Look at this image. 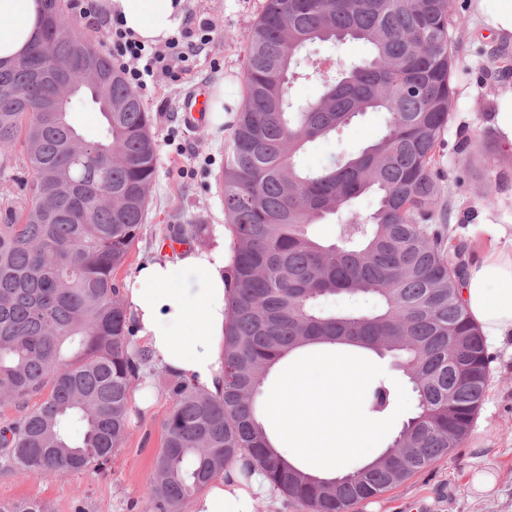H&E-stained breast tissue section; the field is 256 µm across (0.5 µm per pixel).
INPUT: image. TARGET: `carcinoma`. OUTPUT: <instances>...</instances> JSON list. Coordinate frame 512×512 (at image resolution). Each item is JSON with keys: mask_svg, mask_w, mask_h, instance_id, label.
Returning a JSON list of instances; mask_svg holds the SVG:
<instances>
[{"mask_svg": "<svg viewBox=\"0 0 512 512\" xmlns=\"http://www.w3.org/2000/svg\"><path fill=\"white\" fill-rule=\"evenodd\" d=\"M51 23L23 61L0 67V176L18 177L20 200L0 224V426L5 462L35 476L99 471L121 443L129 401L148 361L132 349V321L114 284L138 238L142 201L156 171L152 117L123 70L74 25L62 0H45ZM451 0H265L247 36L243 102L224 157V216L233 233L224 393L168 380L173 404L149 488L150 512H181L231 460L262 469L306 512H353L447 457L467 435L488 386L490 357L461 299L445 225L433 223L437 149L453 110L456 55ZM357 40L369 59L344 73L297 71L319 41ZM85 48L112 72L84 83ZM68 65L77 94L104 118L79 132L31 110L43 87L35 66ZM314 78L321 97L293 107L289 84ZM112 103L106 112L103 103ZM386 112L383 134L358 154L304 170L306 146L365 112ZM374 192L378 206L339 225L324 244L312 225ZM378 298L371 312L324 313L327 295ZM314 344L383 349L398 359L417 411L378 458L339 479L311 476L275 452L257 421L270 369ZM395 394L383 381L369 411ZM0 512H52L36 500L0 501Z\"/></svg>", "mask_w": 512, "mask_h": 512, "instance_id": "obj_1", "label": "carcinoma"}]
</instances>
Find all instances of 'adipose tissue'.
<instances>
[{"label": "adipose tissue", "instance_id": "1", "mask_svg": "<svg viewBox=\"0 0 512 512\" xmlns=\"http://www.w3.org/2000/svg\"><path fill=\"white\" fill-rule=\"evenodd\" d=\"M125 30L158 46L182 28L185 0H94ZM41 0H0V62L25 54L42 24ZM233 254L223 225L214 244L158 257L140 266L125 288L139 338L153 365L191 386L219 394L224 386V328ZM462 302L489 340L512 335V252L486 250L467 270ZM275 490L260 469L244 473L242 461L229 464L189 512H255L259 499Z\"/></svg>", "mask_w": 512, "mask_h": 512}]
</instances>
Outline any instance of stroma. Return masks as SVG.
Instances as JSON below:
<instances>
[{"label":"stroma","instance_id":"obj_1","mask_svg":"<svg viewBox=\"0 0 512 512\" xmlns=\"http://www.w3.org/2000/svg\"><path fill=\"white\" fill-rule=\"evenodd\" d=\"M265 0H185L186 22L207 24L211 40L179 80L159 77L142 92L153 118L157 172L147 216L123 266L113 279L125 286L139 266L163 255L173 229L224 223L219 187L228 135L210 121L186 127L180 105L187 92L203 86L215 95L219 82L243 91L246 36ZM463 26L451 27L457 46L452 77L454 103L439 149V195L435 213H446L448 235L463 245L460 264L470 266L487 245L512 250V153L499 145L493 114L512 87V38L485 23L477 0H451ZM383 112L357 119L342 135L320 139L301 155L303 168L317 170L352 153L380 133ZM489 381L483 405L458 448L400 486L359 504L355 512H512V340L488 343ZM150 405H131L129 427L102 471L65 472L38 478L0 465V500L36 499L54 512H147L146 490L161 448L164 422L172 407L166 371L144 367ZM493 475L476 490L477 472Z\"/></svg>","mask_w":512,"mask_h":512}]
</instances>
